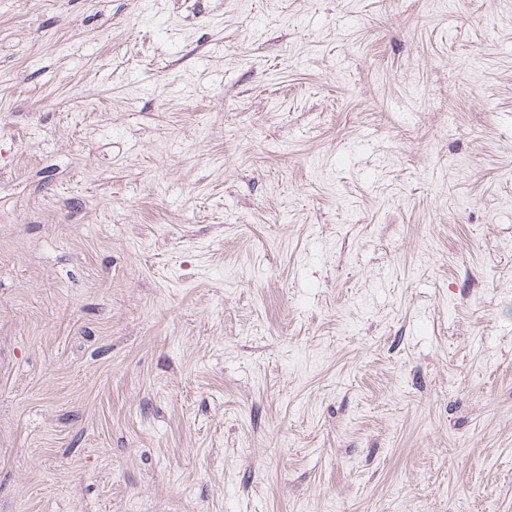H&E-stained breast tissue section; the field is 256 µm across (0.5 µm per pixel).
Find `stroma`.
<instances>
[{
	"label": "stroma",
	"instance_id": "stroma-1",
	"mask_svg": "<svg viewBox=\"0 0 512 512\" xmlns=\"http://www.w3.org/2000/svg\"><path fill=\"white\" fill-rule=\"evenodd\" d=\"M0 512H512V0H0Z\"/></svg>",
	"mask_w": 512,
	"mask_h": 512
}]
</instances>
